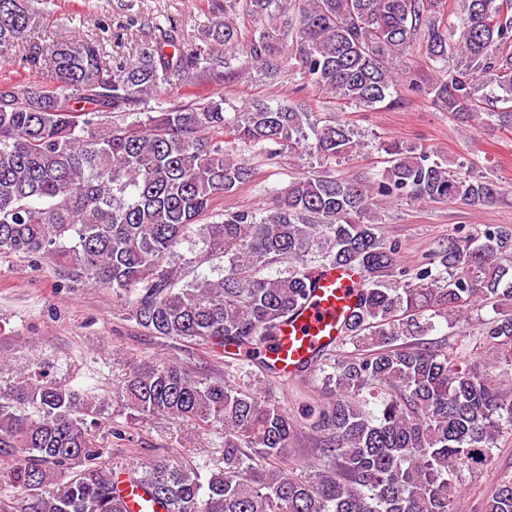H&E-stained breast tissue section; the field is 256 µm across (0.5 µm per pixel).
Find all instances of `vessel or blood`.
<instances>
[{"label": "vessel or blood", "mask_w": 512, "mask_h": 512, "mask_svg": "<svg viewBox=\"0 0 512 512\" xmlns=\"http://www.w3.org/2000/svg\"><path fill=\"white\" fill-rule=\"evenodd\" d=\"M359 282V274L344 267L324 272L304 307L282 327L269 351L279 369L292 372L321 344L337 336L356 300Z\"/></svg>", "instance_id": "vessel-or-blood-1"}]
</instances>
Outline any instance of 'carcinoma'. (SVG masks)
Masks as SVG:
<instances>
[{
  "instance_id": "1",
  "label": "carcinoma",
  "mask_w": 512,
  "mask_h": 512,
  "mask_svg": "<svg viewBox=\"0 0 512 512\" xmlns=\"http://www.w3.org/2000/svg\"><path fill=\"white\" fill-rule=\"evenodd\" d=\"M47 8L0 0V60L17 53L46 77L0 81V258L50 263L68 287L111 289L150 335L230 353L209 374L189 357L145 360L111 394L52 365L20 368L0 386V512H127L119 476L166 512H462L466 475L512 433V225L460 230L408 269L381 224L394 201L487 207L501 186L467 160L450 170L391 141L378 172H318L259 209L218 212L254 175L241 147L324 164L362 142L304 99L237 106L209 87L252 67L298 76L341 108L398 106L411 91L463 122L512 127V109L497 107L512 103V0H459L454 21L447 0H214L220 19L200 44L149 20L154 41L132 62L106 58L98 35L43 52L29 34ZM239 12L254 23L245 34ZM242 38L243 61L212 48ZM418 59L433 72L424 82ZM186 86L193 100L145 111ZM185 242L188 263L222 258L224 276L186 278L169 261ZM329 266L360 271L358 300L336 341L296 367L320 388L292 414L266 394L279 372L262 353ZM475 307L492 316L471 335ZM445 328L459 329L455 344L434 338ZM474 343L492 354L485 369L467 357ZM154 414L223 434L224 466L167 453L129 466L91 442L106 423L131 443L129 423ZM307 432L317 456L298 467L290 457ZM483 512H512L511 473Z\"/></svg>"
}]
</instances>
